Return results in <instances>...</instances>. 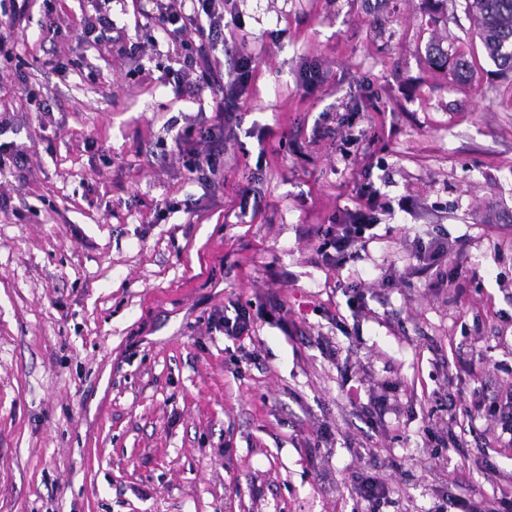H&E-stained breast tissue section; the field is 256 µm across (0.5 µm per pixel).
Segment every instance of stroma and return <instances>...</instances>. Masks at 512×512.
I'll return each instance as SVG.
<instances>
[{
  "label": "stroma",
  "mask_w": 512,
  "mask_h": 512,
  "mask_svg": "<svg viewBox=\"0 0 512 512\" xmlns=\"http://www.w3.org/2000/svg\"><path fill=\"white\" fill-rule=\"evenodd\" d=\"M447 7L224 0V70L251 63L207 193L185 151L205 148L212 96L176 97L182 48L151 0H109L94 49L96 0H30L0 56V140L28 154L0 163V512H439L512 476L479 435L512 390V75L465 0ZM435 37L472 69L434 67ZM367 187L384 207L366 255L324 265L312 231ZM189 194L196 212L164 211ZM433 239L464 253L440 292L407 273ZM248 303L251 341L210 332ZM477 404L463 447L429 441ZM373 474L392 488L374 510ZM358 495L372 506L380 504V500L386 499L389 487L385 480L377 475L368 476L358 486ZM379 503V504H378Z\"/></svg>",
  "instance_id": "35a3bbf8"
}]
</instances>
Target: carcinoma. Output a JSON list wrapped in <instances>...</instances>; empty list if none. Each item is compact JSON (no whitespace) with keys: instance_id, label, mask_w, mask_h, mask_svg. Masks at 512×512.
<instances>
[{"instance_id":"1","label":"carcinoma","mask_w":512,"mask_h":512,"mask_svg":"<svg viewBox=\"0 0 512 512\" xmlns=\"http://www.w3.org/2000/svg\"><path fill=\"white\" fill-rule=\"evenodd\" d=\"M466 5L486 58L500 71L512 72V0H466ZM426 52L441 65L460 59L434 41Z\"/></svg>"}]
</instances>
